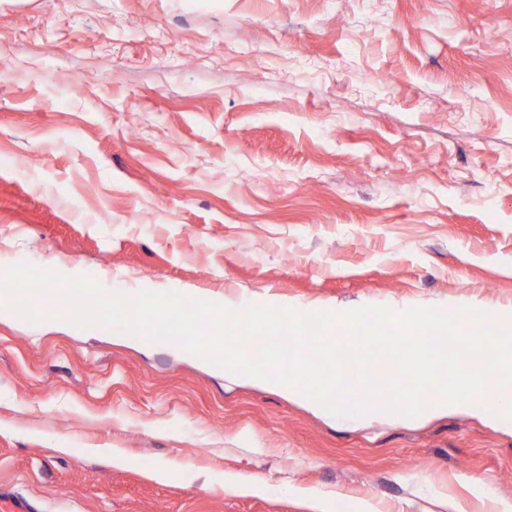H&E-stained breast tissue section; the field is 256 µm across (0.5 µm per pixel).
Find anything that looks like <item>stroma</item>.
Instances as JSON below:
<instances>
[{"instance_id": "obj_1", "label": "stroma", "mask_w": 512, "mask_h": 512, "mask_svg": "<svg viewBox=\"0 0 512 512\" xmlns=\"http://www.w3.org/2000/svg\"><path fill=\"white\" fill-rule=\"evenodd\" d=\"M22 262L218 302L512 307V0H0V268ZM291 483L332 512H502L512 429L339 422L0 310V487L40 512H315ZM224 487L230 492L260 496L266 493L267 484L264 480L228 472L224 475Z\"/></svg>"}]
</instances>
